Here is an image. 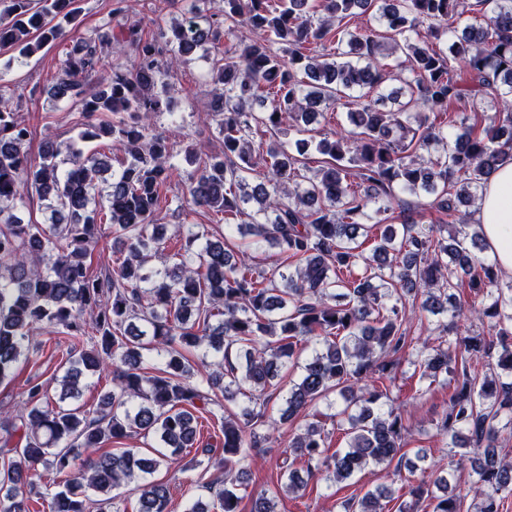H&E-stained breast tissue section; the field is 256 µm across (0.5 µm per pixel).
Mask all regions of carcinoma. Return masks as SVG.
Masks as SVG:
<instances>
[{
    "label": "carcinoma",
    "mask_w": 512,
    "mask_h": 512,
    "mask_svg": "<svg viewBox=\"0 0 512 512\" xmlns=\"http://www.w3.org/2000/svg\"><path fill=\"white\" fill-rule=\"evenodd\" d=\"M81 0H0V49L22 60L65 41ZM218 5L216 20H189L149 36L125 21L116 0L110 32L71 39L60 60L62 78L50 98L78 110L76 138H46L39 160L26 143L31 131L0 75V385L12 380L25 342L59 329L70 344L58 398L31 381L13 412H0V512H30L25 488L39 464L65 475L43 499L48 512H124L112 491L133 486L138 512H168V484L153 480L160 466L201 436L198 420L216 405L240 404L221 417L223 452L198 448V464L217 472L220 512H240L239 462L265 452L259 430L294 429L283 461L284 492L326 471L336 481L369 466L395 465L409 476L400 488L378 486L343 504V512H501L512 495V460L500 434L512 431V282L477 252L442 236L464 223L459 206L476 203L484 184L512 161V0H202ZM479 11L483 22L458 29ZM370 15L369 22L356 19ZM213 53L212 81L223 86L200 119L216 125L224 149L193 146L195 166L182 190L191 210L224 214L230 236L215 240L185 225L187 248L162 270L151 266L168 226L154 222L174 165L166 136L152 117L170 110L166 77L203 45ZM402 52L409 76L381 62ZM470 84L460 85V71ZM397 80L398 88L388 89ZM481 96L494 109L482 128L458 133L450 107ZM343 98L351 129L319 140L299 138L290 151L276 140L262 153L253 130L277 134L286 118L298 133ZM110 139L124 156L112 161L84 146ZM322 156L318 168L309 155ZM110 177H105V174ZM33 192L48 223L24 222L17 205ZM431 196L443 215L417 223L394 205L401 195ZM380 234H372V229ZM112 235L115 266L97 275L86 259L103 232ZM374 238L371 252L359 238ZM267 254L257 270L253 253ZM468 288L480 306L454 290ZM438 317L437 345L411 334L417 312ZM471 315L488 329L464 336L458 319ZM314 342L300 377L284 398L278 421L266 415L267 390L279 369ZM209 352L219 371L205 392L193 383L187 349ZM164 353L163 366L141 367L143 352ZM112 363V390L93 411L72 403L83 379ZM420 378L451 375L448 409L437 427L451 457L470 463L472 480L455 469L425 480L423 448L405 458L407 429L390 397L401 361ZM495 364L483 374L480 363ZM346 446L329 452L324 427L310 407L330 395ZM137 435L148 456L118 444ZM410 496L403 500L398 491ZM96 498H91V495Z\"/></svg>",
    "instance_id": "1"
}]
</instances>
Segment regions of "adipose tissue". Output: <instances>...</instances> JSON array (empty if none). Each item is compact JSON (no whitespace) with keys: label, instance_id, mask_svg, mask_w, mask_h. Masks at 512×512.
<instances>
[{"label":"adipose tissue","instance_id":"ef3b65f1","mask_svg":"<svg viewBox=\"0 0 512 512\" xmlns=\"http://www.w3.org/2000/svg\"><path fill=\"white\" fill-rule=\"evenodd\" d=\"M472 221L498 268L512 274V164L501 167L484 186Z\"/></svg>","mask_w":512,"mask_h":512}]
</instances>
